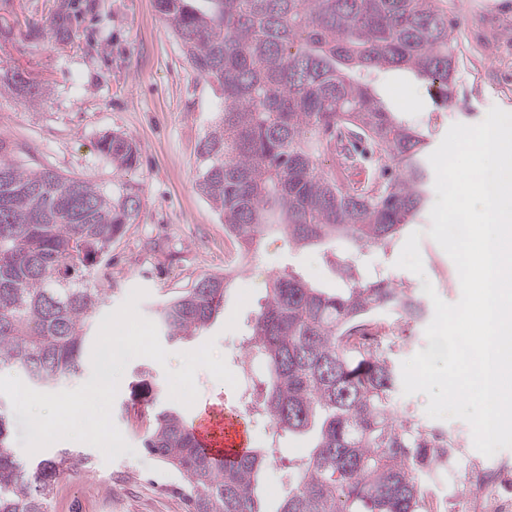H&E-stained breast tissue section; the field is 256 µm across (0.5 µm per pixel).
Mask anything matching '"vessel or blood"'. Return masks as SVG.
I'll use <instances>...</instances> for the list:
<instances>
[{"instance_id":"obj_1","label":"vessel or blood","mask_w":512,"mask_h":512,"mask_svg":"<svg viewBox=\"0 0 512 512\" xmlns=\"http://www.w3.org/2000/svg\"><path fill=\"white\" fill-rule=\"evenodd\" d=\"M194 430L201 450L211 457L216 470L231 467L248 449L242 425L233 416L199 421Z\"/></svg>"}]
</instances>
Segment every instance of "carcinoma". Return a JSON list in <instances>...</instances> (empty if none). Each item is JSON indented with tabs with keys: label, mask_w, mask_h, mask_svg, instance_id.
<instances>
[{
	"label": "carcinoma",
	"mask_w": 512,
	"mask_h": 512,
	"mask_svg": "<svg viewBox=\"0 0 512 512\" xmlns=\"http://www.w3.org/2000/svg\"><path fill=\"white\" fill-rule=\"evenodd\" d=\"M156 8L220 93L222 109L197 144L195 187L245 251L270 230L299 248L330 238L358 249L395 244L426 204L428 142L358 74L403 69L450 99L456 55L440 0H156ZM37 87L0 72V90L31 96ZM337 129L377 153L360 185L323 164ZM98 149L121 172L138 162L123 134L101 136ZM13 152L0 139V369L48 387L81 367L88 322L107 295L90 286L91 266L136 223L140 195L26 168ZM334 265L336 290L275 274L248 337L275 432L310 437L275 512H430L420 475L440 464L441 450L420 424L392 419L395 367L354 342L365 312L405 292L356 277L344 257ZM229 291L224 274L203 275L163 302L161 333L172 342L200 335L224 313ZM129 399L147 408L144 448L184 480L193 512H267L259 491L267 452L217 473L146 373ZM75 465L66 449L17 456L0 408V512H48L58 479Z\"/></svg>",
	"instance_id": "carcinoma-1"
}]
</instances>
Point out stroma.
Wrapping results in <instances>:
<instances>
[{
	"label": "stroma",
	"mask_w": 512,
	"mask_h": 512,
	"mask_svg": "<svg viewBox=\"0 0 512 512\" xmlns=\"http://www.w3.org/2000/svg\"><path fill=\"white\" fill-rule=\"evenodd\" d=\"M460 59L456 88L448 104L436 102L429 85L404 70L366 73L364 79L385 106L405 123L421 130L437 148L452 124L480 123L492 107L512 112V63L501 60L493 45L480 44L468 4L443 0ZM65 16L66 40H59L55 19ZM0 69L19 71L40 83L35 100L0 94V138L14 147L15 159L32 167L90 179L103 189L117 182L139 187L141 208L136 224L117 242L108 258L92 267L107 299L93 314L100 323L120 307L133 289H144L140 315L155 320L160 303L171 292L188 288L201 276L220 273L228 261L257 265L268 272H293L309 284L332 290L340 285L330 264L335 253L349 254L369 276L423 296L431 277V260L448 254L430 237L429 211H422L392 251L369 247L352 250L345 240L329 239L307 248L289 245L280 235L264 236L257 252L241 253L224 237V221L195 188L196 145L221 101L208 81L195 72L156 11L154 0H0ZM117 131L139 146L136 167L116 175L97 149L103 134ZM267 289L251 276L231 283L224 314L204 335L166 343V364L137 357L129 361L112 407L113 421L129 445L113 461L75 441L42 449L51 456L63 449L81 453L83 481L62 475L49 499L48 512H191L179 477L142 446L143 429L136 415L125 412L129 390L140 370L150 371L159 388H167V371L183 366L181 355L214 340L230 370H237L242 339L264 304ZM422 322L405 321L397 337L382 348L394 365L432 347ZM198 397L183 408L185 421L207 411L236 417L247 430L249 445L278 451V467H266L261 484L272 496L283 491L282 478L295 475L292 458L307 447L304 437H276L264 414L249 412L237 388L217 381L207 370L195 375ZM426 394L391 396L396 416L447 432L459 442L464 466L481 460L470 425L460 419L436 420L426 414Z\"/></svg>",
	"instance_id": "1"
}]
</instances>
